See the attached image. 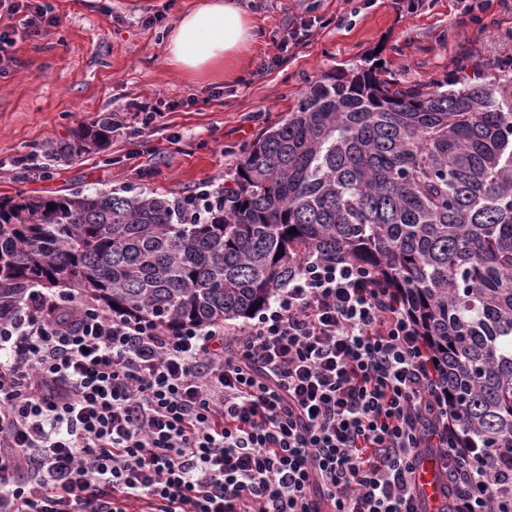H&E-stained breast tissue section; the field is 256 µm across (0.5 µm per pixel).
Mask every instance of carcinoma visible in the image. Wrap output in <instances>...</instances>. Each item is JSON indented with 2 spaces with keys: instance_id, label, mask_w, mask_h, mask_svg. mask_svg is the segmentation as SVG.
<instances>
[{
  "instance_id": "obj_1",
  "label": "carcinoma",
  "mask_w": 512,
  "mask_h": 512,
  "mask_svg": "<svg viewBox=\"0 0 512 512\" xmlns=\"http://www.w3.org/2000/svg\"><path fill=\"white\" fill-rule=\"evenodd\" d=\"M105 121L49 142L100 151ZM126 190L0 197V321L33 288L77 292L165 326L248 319L315 254L400 290L484 473L512 457V57L403 86L375 65L326 74L243 150L211 196ZM296 232L289 233V230Z\"/></svg>"
}]
</instances>
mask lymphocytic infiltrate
<instances>
[{
  "label": "lymphocytic infiltrate",
  "mask_w": 512,
  "mask_h": 512,
  "mask_svg": "<svg viewBox=\"0 0 512 512\" xmlns=\"http://www.w3.org/2000/svg\"><path fill=\"white\" fill-rule=\"evenodd\" d=\"M0 59L55 17L7 0ZM0 512H512L456 447L428 350L370 270L307 256L246 330L41 294L0 322Z\"/></svg>",
  "instance_id": "lymphocytic-infiltrate-1"
}]
</instances>
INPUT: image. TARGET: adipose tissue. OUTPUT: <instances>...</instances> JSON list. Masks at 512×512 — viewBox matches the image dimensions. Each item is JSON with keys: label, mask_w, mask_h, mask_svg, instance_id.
<instances>
[{"label": "adipose tissue", "mask_w": 512, "mask_h": 512, "mask_svg": "<svg viewBox=\"0 0 512 512\" xmlns=\"http://www.w3.org/2000/svg\"><path fill=\"white\" fill-rule=\"evenodd\" d=\"M255 39L254 22L239 0H205L177 19L167 37L166 61L192 78H231Z\"/></svg>", "instance_id": "1"}]
</instances>
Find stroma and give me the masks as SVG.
Masks as SVG:
<instances>
[{
    "mask_svg": "<svg viewBox=\"0 0 512 512\" xmlns=\"http://www.w3.org/2000/svg\"><path fill=\"white\" fill-rule=\"evenodd\" d=\"M57 17L17 42L0 77V196L129 188L176 199L230 181L241 151L320 75L381 61L405 85L443 78L463 59L492 72L512 57V0H241L258 28L236 78L194 80L166 63L164 40L199 0H49ZM152 25H143L145 17ZM307 41L278 56L293 22ZM161 111L142 125L140 106ZM102 153L48 164L41 148L102 121Z\"/></svg>",
    "mask_w": 512,
    "mask_h": 512,
    "instance_id": "35a3bbf8",
    "label": "stroma"
}]
</instances>
